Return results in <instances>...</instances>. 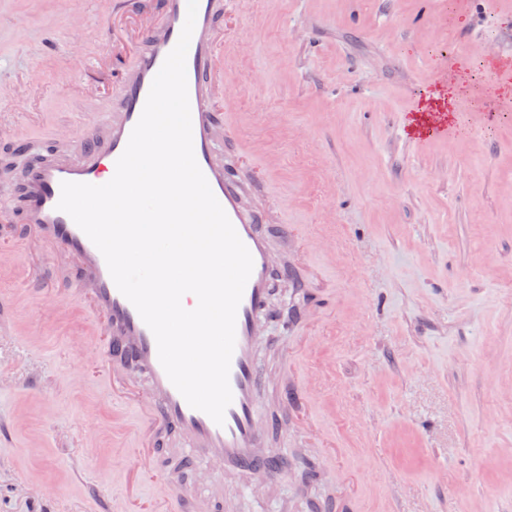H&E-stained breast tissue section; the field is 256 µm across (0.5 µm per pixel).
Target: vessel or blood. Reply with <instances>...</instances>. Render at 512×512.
Here are the masks:
<instances>
[{
    "mask_svg": "<svg viewBox=\"0 0 512 512\" xmlns=\"http://www.w3.org/2000/svg\"><path fill=\"white\" fill-rule=\"evenodd\" d=\"M24 11L9 13L11 0H0V17L11 14L9 27H0V63L5 48L27 39L33 18L44 13V0H25ZM87 0H53L55 14L85 24ZM98 24L89 35L93 49L55 47L12 83L0 82V102L27 100L31 91L68 74L86 77L80 90L100 98V111L88 112L71 126L52 131L62 149L53 153L28 146L30 115L0 113V138L24 143L23 177L19 184H0V194L22 197L20 221L46 246L50 256L71 261L68 281L41 296L42 304L69 309L75 317L68 330L75 353L98 341V354L107 377L121 386L136 413L135 426L113 421V433L123 435L122 462L131 479L130 498L147 499L151 512H201L190 486L173 480L159 465V449L177 448L209 465L215 476L232 471L249 492L282 482L287 473L268 462L262 446L273 433L263 395L270 375L263 358L265 331L277 318L276 296L296 267L281 241L295 237V227L280 225L278 234L265 231L264 211L248 206L243 187L251 178L230 145L242 138L243 117L227 119L222 110L225 87L235 82V57L246 52L243 39L220 31L219 20L234 11L251 14L254 0H198L193 35L186 56L188 99L196 161L209 186L253 258L236 316V340L230 364L233 399L223 424L192 408L169 380L159 358L156 339L133 304L116 287L106 261L69 215L58 210L62 182L102 185L116 171L131 132L139 121L152 82L180 37L187 0H162L158 15L136 12L134 47L119 76L109 71V59L121 43L112 31L115 15L127 12L125 0H95ZM331 267L340 256L336 227L315 225L302 240Z\"/></svg>",
    "mask_w": 512,
    "mask_h": 512,
    "instance_id": "1",
    "label": "vessel or blood"
}]
</instances>
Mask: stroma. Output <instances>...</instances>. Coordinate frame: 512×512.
<instances>
[{"label": "stroma", "instance_id": "stroma-1", "mask_svg": "<svg viewBox=\"0 0 512 512\" xmlns=\"http://www.w3.org/2000/svg\"><path fill=\"white\" fill-rule=\"evenodd\" d=\"M224 26L250 48L224 97L254 114L249 133L281 166L257 170L253 189L292 224L335 216L343 268L360 276L362 314L343 296L339 271L319 270L299 243L295 285L310 316L289 335L271 328L264 358L289 357L324 377L314 402L278 407L269 447L287 480L252 497L224 484L234 512H512V88L497 56L512 43L507 0H258L249 20ZM11 50L13 68L37 62L47 43L77 40L66 21ZM465 72L447 139L420 142L405 122L421 95ZM83 78L31 94L18 112L73 123L95 105ZM485 120L471 121L474 104ZM281 115L267 125L264 113ZM21 224H0V246L23 252L37 287L68 271L29 250ZM22 276L0 296L30 312L39 342L0 335V412L24 399L27 422L0 464V512H96L118 493L111 469L89 486L67 483L87 446L111 448L118 411L95 353L74 361L71 318L44 309ZM317 336L325 348L308 350ZM95 407L96 420L85 416ZM328 449L336 479L320 478L314 449ZM40 471L55 492L38 500L14 473ZM467 484L471 495L454 494Z\"/></svg>", "mask_w": 512, "mask_h": 512}]
</instances>
